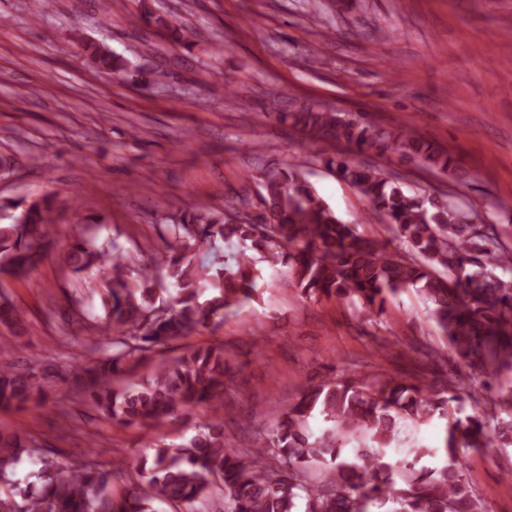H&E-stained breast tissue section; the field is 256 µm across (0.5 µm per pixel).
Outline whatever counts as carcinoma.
I'll use <instances>...</instances> for the list:
<instances>
[{"instance_id":"cac0c4a2","label":"carcinoma","mask_w":512,"mask_h":512,"mask_svg":"<svg viewBox=\"0 0 512 512\" xmlns=\"http://www.w3.org/2000/svg\"><path fill=\"white\" fill-rule=\"evenodd\" d=\"M75 44L107 69H128L99 45L80 37ZM277 119L335 149L326 167L383 215L388 237L361 238L300 171L288 168L265 175L262 223L228 206L183 209L167 217L164 248L142 267L113 244L77 240L65 264L83 290L103 287L99 333L112 336V348L91 342L85 364L69 360L62 370L86 382L94 407L123 425L152 429L179 412L224 408L228 367L221 342L163 364L139 383L117 388L114 381L157 346L221 322L224 311L255 299L256 262L242 251L231 267L217 254V242L236 237L251 242L264 261L285 264L306 296L342 300L371 321L383 316L388 300L418 289L431 302V318L449 349L470 371L469 385L451 376L437 384L343 374L304 389L249 448L228 442L222 416L196 425L179 444L151 438L153 454L140 459L134 475L122 459L107 468L80 448L60 463L14 434H0V512H157L158 503L208 512L219 496L223 512H371L389 503L390 512H486L466 479L459 448L512 447V391L499 393L482 414L463 418L461 412L464 397L476 398L488 379L512 372V248L501 241L497 225L470 222L443 196L426 202L409 195L378 168L348 157L350 150L400 153L446 172L452 163L447 151L417 135L378 131L363 119L316 107L280 112ZM55 210L51 195L0 204V277L22 279L43 259ZM164 282L176 290L175 307L157 296ZM21 315L7 294L0 295L1 325L16 326ZM35 380L33 371L0 368V407L27 404ZM316 414L329 423L320 434L309 428ZM437 416L447 420L445 466L416 468L429 448H408L395 462L384 460L400 423L420 425ZM359 436L368 443L348 452ZM24 456L39 466L36 483L15 478ZM305 470L323 477L301 485L298 474ZM122 480L130 486L116 497L114 483Z\"/></svg>"}]
</instances>
